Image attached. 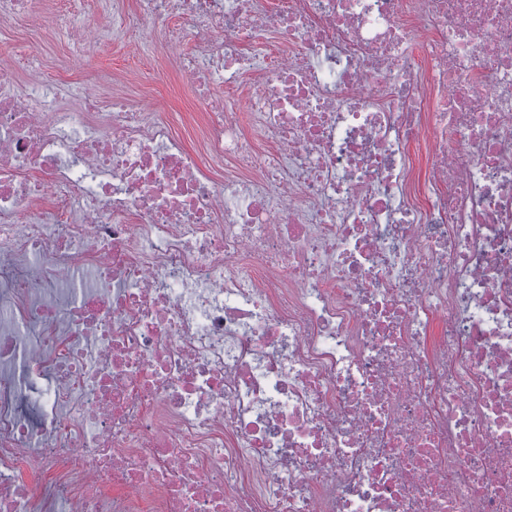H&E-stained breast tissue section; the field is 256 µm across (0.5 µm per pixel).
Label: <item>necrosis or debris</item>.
Wrapping results in <instances>:
<instances>
[{"label": "necrosis or debris", "instance_id": "4bbe7bcc", "mask_svg": "<svg viewBox=\"0 0 512 512\" xmlns=\"http://www.w3.org/2000/svg\"><path fill=\"white\" fill-rule=\"evenodd\" d=\"M110 9L246 106L0 55V512H512V0Z\"/></svg>", "mask_w": 512, "mask_h": 512}]
</instances>
